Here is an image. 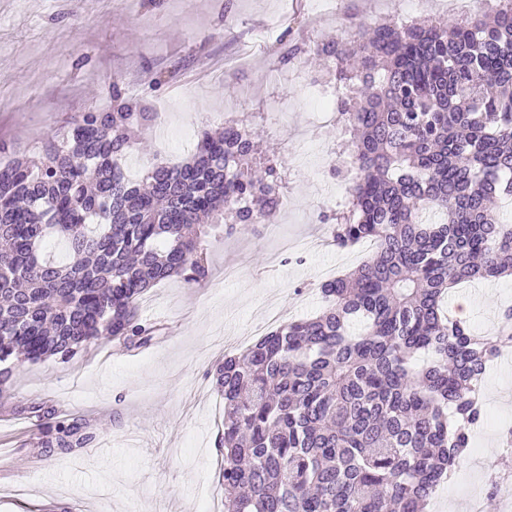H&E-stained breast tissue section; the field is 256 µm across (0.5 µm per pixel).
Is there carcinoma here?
<instances>
[{
    "label": "carcinoma",
    "instance_id": "carcinoma-1",
    "mask_svg": "<svg viewBox=\"0 0 512 512\" xmlns=\"http://www.w3.org/2000/svg\"><path fill=\"white\" fill-rule=\"evenodd\" d=\"M347 18L353 34L292 52L329 62L350 135L353 185L321 223L340 249L376 250L321 284L319 315L207 370L224 397V512H426L484 419L487 368L512 348V307L491 338L442 308L456 284L512 275V224L492 208L512 197V0L460 22ZM151 117L114 82L112 111L78 113L41 156L0 140V385L23 361L149 345L160 328L142 295L199 283L218 226L231 236L278 209L281 161L236 120L129 180L121 161ZM54 236L64 263L40 255ZM39 434L65 452L95 440L66 417Z\"/></svg>",
    "mask_w": 512,
    "mask_h": 512
}]
</instances>
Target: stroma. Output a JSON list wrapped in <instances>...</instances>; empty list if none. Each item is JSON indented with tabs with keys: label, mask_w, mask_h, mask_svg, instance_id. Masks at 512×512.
<instances>
[{
	"label": "stroma",
	"mask_w": 512,
	"mask_h": 512,
	"mask_svg": "<svg viewBox=\"0 0 512 512\" xmlns=\"http://www.w3.org/2000/svg\"><path fill=\"white\" fill-rule=\"evenodd\" d=\"M370 19H456L445 0H356ZM342 33L339 16L315 0H0V139L31 157L88 105L112 108V83L139 86L154 119L124 162L137 180L156 158L182 161L202 128L234 115L250 120L264 148L279 153L285 205L272 218L284 236L316 234L317 216L337 208L350 182L342 165L341 125L299 72L322 75L304 55L283 62L289 46ZM157 91H149L152 81ZM279 243L243 230L209 242V276L199 286L174 278L140 301L161 332L140 350L112 341L24 364L0 396V512H224L219 470L224 401L206 372L224 355L251 346L265 309L279 321L321 306L323 270L345 274L359 260L328 246L274 260ZM475 333L488 336L512 306V278L460 284ZM486 422L428 512H454L480 499L481 512H512L490 496L506 474L501 432L512 423V351L484 377ZM55 408L96 434L93 445L63 453L39 441L38 409Z\"/></svg>",
	"instance_id": "stroma-1"
}]
</instances>
